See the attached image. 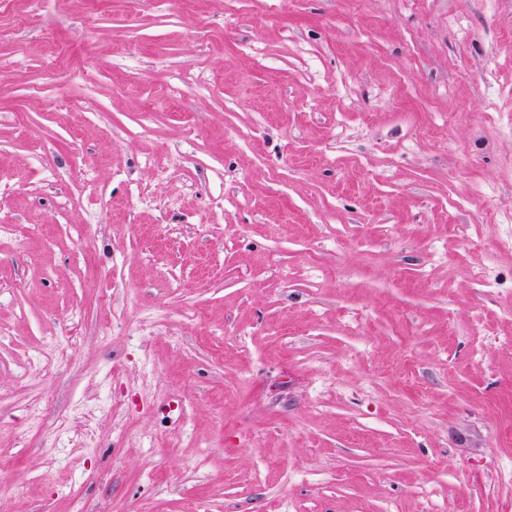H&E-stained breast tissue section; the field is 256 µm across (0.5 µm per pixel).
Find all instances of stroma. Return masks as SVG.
<instances>
[{
    "mask_svg": "<svg viewBox=\"0 0 512 512\" xmlns=\"http://www.w3.org/2000/svg\"><path fill=\"white\" fill-rule=\"evenodd\" d=\"M0 512H512V0H0Z\"/></svg>",
    "mask_w": 512,
    "mask_h": 512,
    "instance_id": "1",
    "label": "stroma"
}]
</instances>
